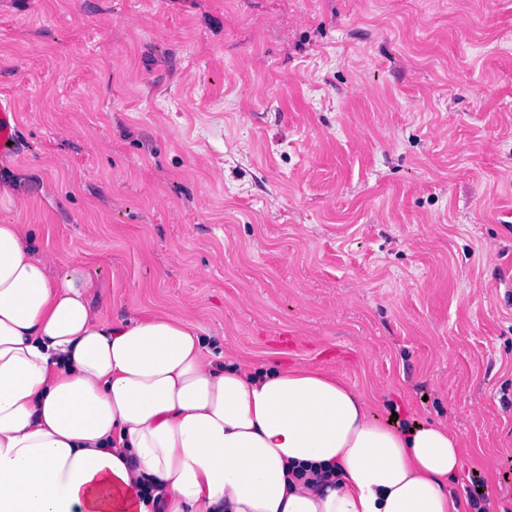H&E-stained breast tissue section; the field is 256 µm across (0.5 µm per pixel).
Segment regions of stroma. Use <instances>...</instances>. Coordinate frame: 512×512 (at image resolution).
<instances>
[{
	"label": "stroma",
	"instance_id": "stroma-1",
	"mask_svg": "<svg viewBox=\"0 0 512 512\" xmlns=\"http://www.w3.org/2000/svg\"><path fill=\"white\" fill-rule=\"evenodd\" d=\"M0 222L106 317L342 377L512 512V0H0ZM16 108L12 100L6 98L0 99V154H9L12 152L14 143V114ZM11 142V145H8Z\"/></svg>",
	"mask_w": 512,
	"mask_h": 512
}]
</instances>
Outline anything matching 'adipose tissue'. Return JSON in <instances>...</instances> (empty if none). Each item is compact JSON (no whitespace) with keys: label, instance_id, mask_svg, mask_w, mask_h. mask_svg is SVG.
Segmentation results:
<instances>
[{"label":"adipose tissue","instance_id":"ef3b65f1","mask_svg":"<svg viewBox=\"0 0 512 512\" xmlns=\"http://www.w3.org/2000/svg\"><path fill=\"white\" fill-rule=\"evenodd\" d=\"M95 287L0 223V512H473L447 425L306 366L215 364L191 319L110 320ZM312 463L334 477L292 476Z\"/></svg>","mask_w":512,"mask_h":512}]
</instances>
